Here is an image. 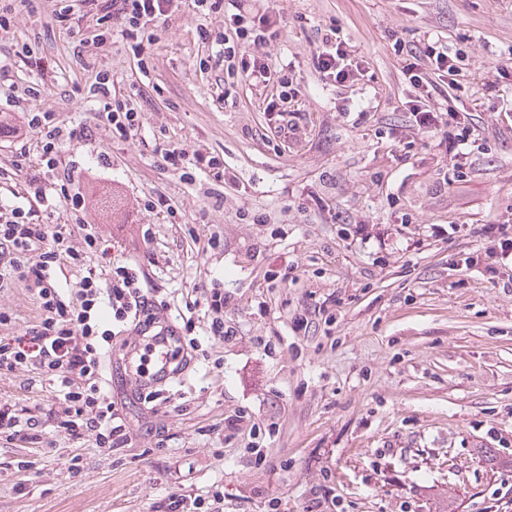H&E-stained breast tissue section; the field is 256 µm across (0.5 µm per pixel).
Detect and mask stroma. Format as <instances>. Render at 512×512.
Returning <instances> with one entry per match:
<instances>
[{"label": "stroma", "instance_id": "stroma-1", "mask_svg": "<svg viewBox=\"0 0 512 512\" xmlns=\"http://www.w3.org/2000/svg\"><path fill=\"white\" fill-rule=\"evenodd\" d=\"M275 33L259 50L290 70L296 130L266 110L275 86L228 73L199 28L224 29L223 10L179 4L151 26L141 52L119 21L93 15L58 26V0H0V207L34 209L73 244L94 225L112 258L137 263L176 320L193 289L220 279L233 343L210 342L169 388L138 397L121 342L104 362L128 430L124 447L93 432H51L53 447L0 440V512H193L194 497L224 493V512H512V263L460 268L484 254L490 221L512 225V0H274ZM338 32L365 72L336 85L315 56ZM436 43L459 53L461 74L431 108L468 113L477 141L464 158L448 132H419L401 68ZM106 72L139 126L113 135L90 97ZM355 102L365 115L344 113ZM51 113L66 188H31ZM223 159L225 182L180 178L160 149ZM81 193L83 212L61 201ZM165 206H157V199ZM265 223H258V216ZM224 247L211 250L212 232ZM288 283H281V273ZM327 304L328 315L314 308ZM13 315L0 336L38 314L16 280L0 290ZM312 312L308 333L294 328ZM46 420L47 381L0 375V401ZM237 426L228 421L236 415ZM499 462L487 464L481 450ZM178 509H170L173 498Z\"/></svg>", "mask_w": 512, "mask_h": 512}]
</instances>
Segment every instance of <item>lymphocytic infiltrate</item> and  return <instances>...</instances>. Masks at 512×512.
Instances as JSON below:
<instances>
[{
	"mask_svg": "<svg viewBox=\"0 0 512 512\" xmlns=\"http://www.w3.org/2000/svg\"><path fill=\"white\" fill-rule=\"evenodd\" d=\"M174 0H77L65 4L56 14L58 22H67L74 5L93 6L105 18L120 20L122 35L141 51L149 24L168 16ZM195 6L213 9L230 5L223 34L212 36L199 29L202 42H216L223 48L225 59L237 60L241 73L258 84L277 80L285 97L299 94L288 75L273 77L262 57L245 54L244 45L262 46L269 30L276 24L272 10L258 8L253 0H193ZM317 69L323 76L343 85L359 79L364 72L352 45L339 34L325 37L316 56ZM429 61L439 76L455 79L459 69L447 52L428 47L425 55H411L402 73L418 90L419 96L409 106L419 129L431 132L440 123L453 130V143L465 151L472 144V128L468 118L449 112L440 120L434 110L422 106L431 97L430 83L423 78L421 63ZM164 163L183 173L194 169L205 176L222 180L224 163L217 157L200 152L193 154L167 149ZM11 220L0 224V256L9 255V266L0 269V288L12 278L24 280L34 298L39 318L35 325L19 336H0V374L36 372L48 380L56 391L52 413L57 428L79 436L92 431L98 447L115 448L127 442V431L114 401L102 383V362L112 346L115 334L133 335L137 341L132 350L138 363H145L150 344H170L173 357L193 358L201 349L202 339L231 342L232 330L224 326V287L220 282L202 288L199 297L186 301L187 310L196 318L187 319L184 331L173 334L158 315L159 302L152 289L142 282L137 265L113 260L107 272L85 269L86 253L101 249V241L93 225H84L83 245H70L58 226L34 222L31 212L12 209ZM84 268L75 294L61 288L58 272L62 267ZM40 422L29 416L26 408L9 401L0 402V439H22L40 442Z\"/></svg>",
	"mask_w": 512,
	"mask_h": 512,
	"instance_id": "obj_1",
	"label": "lymphocytic infiltrate"
}]
</instances>
